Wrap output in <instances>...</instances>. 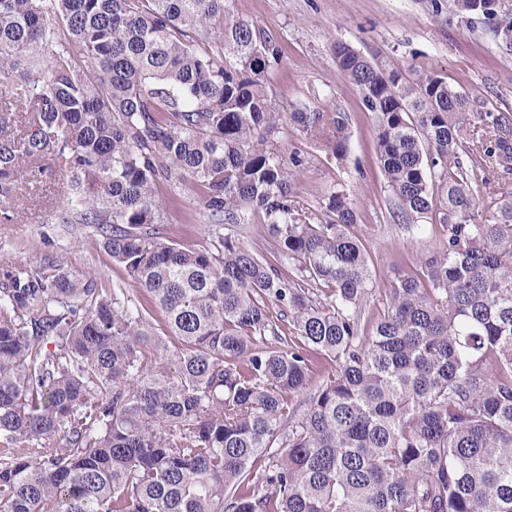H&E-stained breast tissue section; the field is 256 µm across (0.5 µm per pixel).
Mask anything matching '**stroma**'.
I'll list each match as a JSON object with an SVG mask.
<instances>
[{
  "instance_id": "1",
  "label": "stroma",
  "mask_w": 512,
  "mask_h": 512,
  "mask_svg": "<svg viewBox=\"0 0 512 512\" xmlns=\"http://www.w3.org/2000/svg\"><path fill=\"white\" fill-rule=\"evenodd\" d=\"M231 8L280 45V73L268 89L273 109L287 112L303 102L312 112L345 115L348 150L341 160L316 150L293 124L283 122L282 148L305 158L295 173L294 191L314 206L334 191L351 198L378 288L395 276L413 274L433 238L410 235L391 221L368 112L357 88L338 69L333 48L347 44L385 70L421 67L512 111V54L502 51L496 33L498 21L512 19V0H494L490 16L458 10L449 0H232ZM41 178L38 201L20 199L16 221L0 223V265L56 261L74 276L91 275L101 287L124 288L131 298H140L123 269L94 243L91 228L53 223L52 213L61 203L60 174L49 165ZM157 194L167 206V237L208 246V214L194 184H161Z\"/></svg>"
}]
</instances>
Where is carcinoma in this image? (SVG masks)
I'll return each mask as SVG.
<instances>
[{"instance_id": "cac0c4a2", "label": "carcinoma", "mask_w": 512, "mask_h": 512, "mask_svg": "<svg viewBox=\"0 0 512 512\" xmlns=\"http://www.w3.org/2000/svg\"><path fill=\"white\" fill-rule=\"evenodd\" d=\"M334 54L394 223L438 216L380 296L353 203L314 222L275 140L288 119L342 159V114L271 109L279 47L230 0H0V222L57 164L54 223L93 228L145 298L0 268V512H512V198L491 179L512 112ZM186 180L217 224L262 217L265 251L167 240L157 185Z\"/></svg>"}]
</instances>
